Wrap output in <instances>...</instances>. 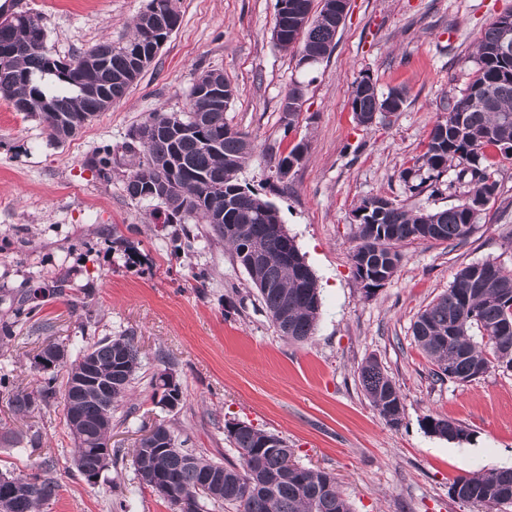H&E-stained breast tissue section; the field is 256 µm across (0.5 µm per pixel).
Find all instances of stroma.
<instances>
[{"instance_id":"35a3bbf8","label":"stroma","mask_w":512,"mask_h":512,"mask_svg":"<svg viewBox=\"0 0 512 512\" xmlns=\"http://www.w3.org/2000/svg\"><path fill=\"white\" fill-rule=\"evenodd\" d=\"M13 11L42 18L47 47L68 60L104 40H127L149 0H12ZM181 22L127 94L58 143L33 117L0 99V322L23 297L40 306L0 345V374L30 391L49 374L36 357L49 343L76 355L105 336H131L142 369L112 424V443L133 447L142 426L173 423L195 453L230 458L226 427L247 422L284 438L295 460L333 473L352 512H488L449 494L466 471L512 467V371L491 369L469 382L439 381L413 341L418 313L444 293L457 269L491 261L512 271V160L500 161L498 189L475 232L462 243L404 244L397 274L374 294L355 278L354 210L384 196L411 210L457 204L446 172L437 191H413L404 169L424 151L448 104L472 80L476 43L512 0H350L332 55L301 67L271 39L277 0H174ZM206 70L235 88L225 122L248 133L259 154L240 173L277 208L314 272L321 314L312 338L293 343L272 327L244 268L207 225L195 224L189 250L172 254L171 225L157 223L153 203L124 191L131 130L148 113L188 109L190 88ZM371 77L379 93L400 88L392 115L357 124L355 82ZM305 87L293 130L280 103L292 82ZM308 146L287 184L270 179L265 146L288 153ZM119 158L110 178L94 160ZM64 295H55L57 284ZM376 359L399 386L404 412L388 425L368 399L360 366ZM175 375L182 397L167 408L149 381ZM445 416L471 432L457 444L431 435L427 416ZM0 471L27 474L52 459L60 485L42 512H172L143 489L131 460L86 481L71 470L73 443L63 407L17 418L0 388ZM37 442H30V435Z\"/></svg>"}]
</instances>
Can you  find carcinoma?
I'll list each match as a JSON object with an SVG mask.
<instances>
[{
  "instance_id": "cac0c4a2",
  "label": "carcinoma",
  "mask_w": 512,
  "mask_h": 512,
  "mask_svg": "<svg viewBox=\"0 0 512 512\" xmlns=\"http://www.w3.org/2000/svg\"><path fill=\"white\" fill-rule=\"evenodd\" d=\"M321 0L312 12V0H277L275 25L288 22L277 48L299 56L325 59L336 47L338 21L331 4ZM164 19L165 32L151 25L155 13ZM180 24L172 0H150L145 12L133 23L123 43L95 44L80 52L97 58V66L75 64L54 57L46 47L42 17L24 12L13 24L0 23V97L17 112L42 123L48 136L62 141L70 118L79 114L94 117L122 99L132 81L122 77L140 53L151 54V45L169 35ZM512 40V14L495 20L478 40L477 68L465 93L448 106V113L432 128L426 151L417 164L403 172L404 180H418L416 187L435 183L450 168L462 188L458 204L436 210H407L385 197L366 198L354 212L355 245L351 260L355 277L365 294L383 286L400 267L399 247L417 240L454 243L476 229L484 206L497 192L494 152L512 160V54L498 52L503 38ZM197 79L224 86L226 101L220 106L196 96L191 87L186 112L149 113L145 122L158 136L139 144L130 165L124 190L138 203L146 201V184L164 180L173 187L166 199L169 223L178 225L171 233L174 249L190 243L188 221L207 224L239 261L257 288L261 303L279 336L303 343L314 334L321 299L315 274L294 238H285L277 208L241 184L238 174L255 154L245 146L249 135L224 122L235 90L218 70L201 72ZM404 93L392 90L378 94L366 76L353 87L350 105L358 123L363 117L389 110L399 111ZM307 144L300 141L286 155L266 154L271 178L288 182L285 166L299 164ZM437 232L427 234L426 227ZM261 247L265 260L248 268L247 257ZM416 345L434 366L440 381L472 382L493 367L512 370V272L490 261L461 267L444 294L426 306L412 328ZM94 360V375L112 381V390L71 398L65 417L74 442L71 465L84 474L98 466L99 446L112 432V415L124 402L131 383L141 370V359L132 336H105L78 349L71 368L79 366L86 353ZM164 369L151 377L154 390L162 391L160 402L181 398V390H165ZM366 395L379 415L391 426L402 421L403 397L396 382L385 374L378 361L367 360L360 368ZM48 380L42 387L15 391L9 399L15 415L30 416L54 405L64 395ZM428 433L462 444L469 440L467 428L446 417L426 418ZM236 460L223 462L196 455L186 448L165 449L144 442L132 449V465L140 485L151 488L164 478L179 496L166 499L173 512H204L208 502L223 503L231 512H352L336 478L328 471L303 466L283 438L237 422L228 429ZM260 456L255 467L252 460ZM222 477L219 492L204 484L209 475ZM8 476L19 481L14 489H0V512H39L57 496L58 484L38 471ZM453 498L462 503L512 509V468L467 472L450 486Z\"/></svg>"
}]
</instances>
